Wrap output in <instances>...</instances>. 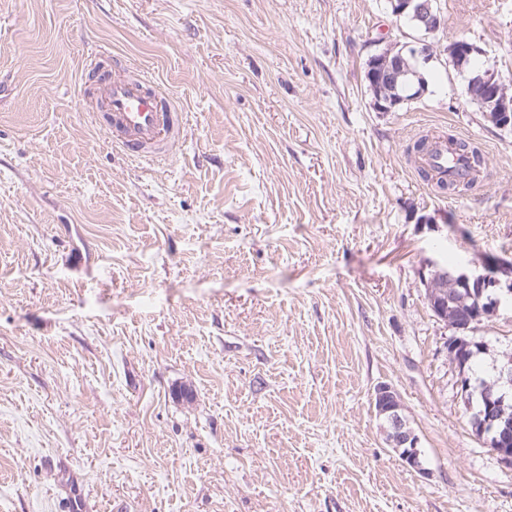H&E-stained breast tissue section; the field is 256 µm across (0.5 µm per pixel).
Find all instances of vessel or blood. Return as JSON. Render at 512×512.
<instances>
[{
	"instance_id": "b4317fda",
	"label": "vessel or blood",
	"mask_w": 512,
	"mask_h": 512,
	"mask_svg": "<svg viewBox=\"0 0 512 512\" xmlns=\"http://www.w3.org/2000/svg\"><path fill=\"white\" fill-rule=\"evenodd\" d=\"M104 54H95L85 65L102 89L106 110L98 126L112 136V143L130 157L160 162L173 155L180 143L181 128L187 118L172 99L160 94L145 73L125 78L112 77L104 66ZM67 512H85L87 505L81 486L69 470H61Z\"/></svg>"
}]
</instances>
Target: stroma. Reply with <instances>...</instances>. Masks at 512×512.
I'll return each instance as SVG.
<instances>
[{
    "mask_svg": "<svg viewBox=\"0 0 512 512\" xmlns=\"http://www.w3.org/2000/svg\"><path fill=\"white\" fill-rule=\"evenodd\" d=\"M426 91L377 112L370 55L421 32L385 0H0V512H512L473 432L434 268L512 260V130L448 64L512 75V0H437ZM106 49L186 112L128 158L76 104ZM479 143L474 194L407 148ZM512 354V300L470 330ZM390 385L421 468L377 416ZM61 482L66 493V509L67 512H82L87 510L86 501L82 487L73 481V477L69 470L64 466L59 470Z\"/></svg>",
    "mask_w": 512,
    "mask_h": 512,
    "instance_id": "1",
    "label": "stroma"
}]
</instances>
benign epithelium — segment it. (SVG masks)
<instances>
[{"label":"benign epithelium","mask_w":512,"mask_h":512,"mask_svg":"<svg viewBox=\"0 0 512 512\" xmlns=\"http://www.w3.org/2000/svg\"><path fill=\"white\" fill-rule=\"evenodd\" d=\"M393 16H408L426 32L439 30L444 24V18L434 6V0H388ZM480 49L467 40H457L452 47V59L456 69L464 74L466 66L475 53ZM376 61L370 66L369 79L373 83L397 82L403 75L418 76V63H426L433 58V46L419 43L414 46L397 47L389 45L375 54ZM468 89L479 88L489 97L494 112L487 115L496 127L505 129L512 125V83L506 81L497 72L484 71L467 77ZM512 273V261L501 259L496 267L490 268L484 274H472L463 269L450 271L439 268L425 280L431 308L435 315L450 327L457 324L448 318V300L446 289L442 285L451 283L464 288L476 298L477 306L474 318L490 317L497 312L499 296L496 290L504 287L497 277L499 273ZM512 294V285L505 286ZM512 389V359L504 361L498 367V379L494 386L483 394L484 411L478 414L480 421L479 433L487 436L492 450L501 461L512 467V423H501L502 410L508 391ZM377 416L385 424L388 444L408 466H421L418 449L419 437L409 426L403 415V407L397 393L387 384L375 388L373 397Z\"/></svg>","instance_id":"benign-epithelium-1"}]
</instances>
